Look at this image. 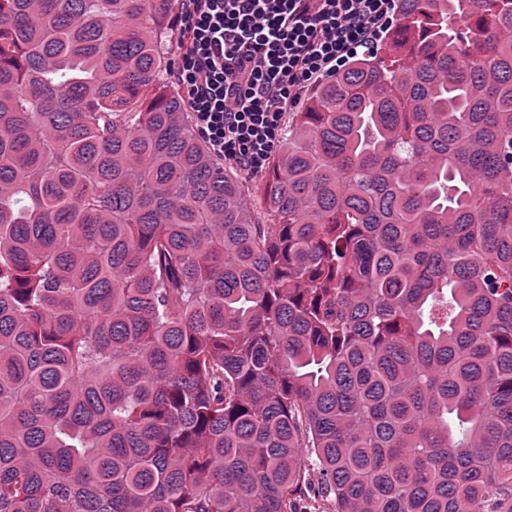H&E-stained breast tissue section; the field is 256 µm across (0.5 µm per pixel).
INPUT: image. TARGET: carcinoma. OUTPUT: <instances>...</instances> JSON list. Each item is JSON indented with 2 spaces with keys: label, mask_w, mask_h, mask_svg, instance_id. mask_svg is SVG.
<instances>
[{
  "label": "carcinoma",
  "mask_w": 512,
  "mask_h": 512,
  "mask_svg": "<svg viewBox=\"0 0 512 512\" xmlns=\"http://www.w3.org/2000/svg\"><path fill=\"white\" fill-rule=\"evenodd\" d=\"M178 9L0 0V512H512V0H396L267 224Z\"/></svg>",
  "instance_id": "cac0c4a2"
}]
</instances>
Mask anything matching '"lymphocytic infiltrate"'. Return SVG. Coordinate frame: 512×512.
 Segmentation results:
<instances>
[{
	"mask_svg": "<svg viewBox=\"0 0 512 512\" xmlns=\"http://www.w3.org/2000/svg\"><path fill=\"white\" fill-rule=\"evenodd\" d=\"M395 18V0H181L173 76L213 157L257 177L288 112Z\"/></svg>",
	"mask_w": 512,
	"mask_h": 512,
	"instance_id": "f902f5d3",
	"label": "lymphocytic infiltrate"
}]
</instances>
